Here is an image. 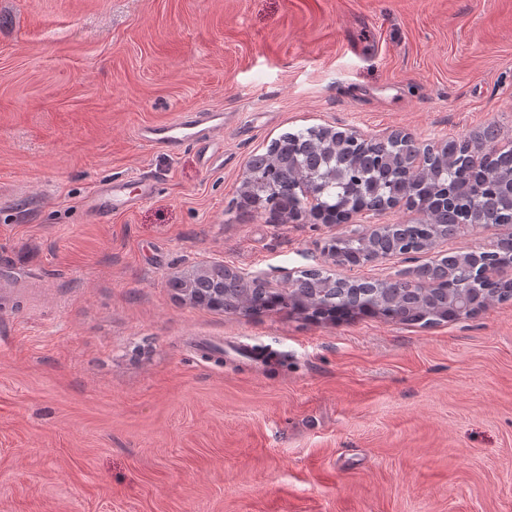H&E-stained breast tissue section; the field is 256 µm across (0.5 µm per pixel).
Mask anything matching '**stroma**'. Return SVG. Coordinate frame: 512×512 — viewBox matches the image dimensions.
<instances>
[{
	"label": "stroma",
	"instance_id": "1",
	"mask_svg": "<svg viewBox=\"0 0 512 512\" xmlns=\"http://www.w3.org/2000/svg\"><path fill=\"white\" fill-rule=\"evenodd\" d=\"M203 109L220 143L138 136ZM309 127L512 148V0H0V512H512V300L424 326L174 288L205 262L274 289L414 267L323 248L417 208L239 203ZM140 178L132 211H83ZM324 253L334 266L348 269L349 271L360 267L369 261L368 254L362 252H342L338 249L337 239L332 240L324 246Z\"/></svg>",
	"mask_w": 512,
	"mask_h": 512
}]
</instances>
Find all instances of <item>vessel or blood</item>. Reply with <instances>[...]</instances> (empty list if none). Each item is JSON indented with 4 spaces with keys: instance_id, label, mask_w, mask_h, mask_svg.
Listing matches in <instances>:
<instances>
[{
    "instance_id": "b4317fda",
    "label": "vessel or blood",
    "mask_w": 512,
    "mask_h": 512,
    "mask_svg": "<svg viewBox=\"0 0 512 512\" xmlns=\"http://www.w3.org/2000/svg\"><path fill=\"white\" fill-rule=\"evenodd\" d=\"M224 128V116L218 111L193 112L177 121L144 127L141 138L151 147L175 151L183 144L194 142L197 144H209L214 142ZM152 192L149 182L139 184L137 196H130L127 185L123 182H112L105 187L96 197L91 198L86 207L88 210L106 214L116 210H126L133 206L135 200L146 199Z\"/></svg>"
}]
</instances>
